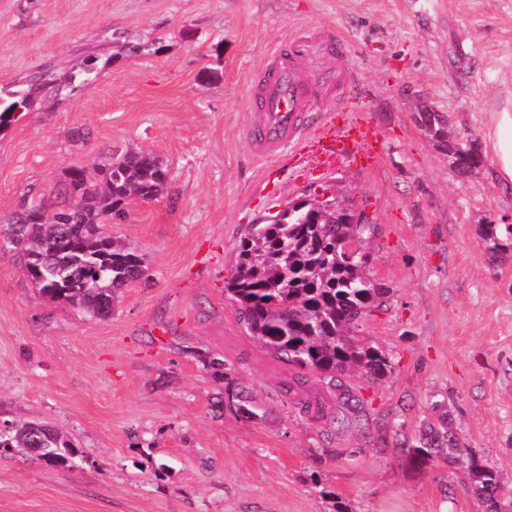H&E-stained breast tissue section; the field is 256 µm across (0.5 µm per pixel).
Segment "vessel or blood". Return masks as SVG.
<instances>
[{
	"label": "vessel or blood",
	"mask_w": 512,
	"mask_h": 512,
	"mask_svg": "<svg viewBox=\"0 0 512 512\" xmlns=\"http://www.w3.org/2000/svg\"><path fill=\"white\" fill-rule=\"evenodd\" d=\"M340 41V36L326 31L317 41L297 37L287 48L275 51L271 68L252 92V110L244 124L245 137L254 153L277 162L297 153L302 144L312 139L325 148L342 152L355 135L368 145H376L378 130L360 117L340 126L334 114L329 113L313 128L305 120L308 105L318 93L330 89L343 91L347 83L344 69L329 72L320 80L306 64L313 49L322 50L327 44Z\"/></svg>",
	"instance_id": "obj_1"
}]
</instances>
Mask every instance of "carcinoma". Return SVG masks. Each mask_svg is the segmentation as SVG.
Segmentation results:
<instances>
[{
    "label": "carcinoma",
    "mask_w": 512,
    "mask_h": 512,
    "mask_svg": "<svg viewBox=\"0 0 512 512\" xmlns=\"http://www.w3.org/2000/svg\"><path fill=\"white\" fill-rule=\"evenodd\" d=\"M97 57L89 55L76 69L58 73L44 70L0 98V128L16 110L30 108L46 92L63 98L98 77ZM423 135L456 150L476 149L475 143L451 138L450 118L439 112H420ZM169 183L167 166L150 152H127L106 161L93 175L72 169L52 201L44 194L29 195L18 205L21 219L12 215L0 224V240L13 242L28 260L25 274L52 301H62L87 314L112 313L117 292L141 279V259L129 248L101 236L102 220L126 218L122 204L163 196ZM55 214L47 218L46 204ZM344 223L325 213L315 222L311 209L278 211L269 224H254L238 246L235 273L225 290L238 304L251 336L301 372L288 381L304 385L312 373L337 384V405L352 420L363 409L360 397L336 379L353 374L372 381L392 370L389 357L360 336L359 326L372 309L384 302L388 289L370 276L367 233L369 224ZM480 235L491 255L507 260L512 254V224H482ZM436 420L428 419L419 434L407 442L408 456L416 466L438 457L457 465L468 490L482 499L488 512H501L509 504L508 486L491 464L467 448L452 425L448 405L432 404ZM5 439L13 448H45L35 459L48 465L65 464L77 449L56 428L37 421L12 423Z\"/></svg>",
    "instance_id": "1"
}]
</instances>
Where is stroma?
Returning <instances> with one entry per match:
<instances>
[{
	"instance_id": "obj_1",
	"label": "stroma",
	"mask_w": 512,
	"mask_h": 512,
	"mask_svg": "<svg viewBox=\"0 0 512 512\" xmlns=\"http://www.w3.org/2000/svg\"><path fill=\"white\" fill-rule=\"evenodd\" d=\"M322 30L349 45L309 62L343 64L377 153L308 142L270 173L242 133L252 90L279 46ZM89 54L94 82L0 129V221L29 189L53 196L70 167L130 150L167 164L169 190L109 227L146 270L110 317L48 302L0 259V425L44 421L78 449L59 466L1 454L0 512H486L454 466H414L400 443L446 401L512 485V258L478 235L512 221L487 138L489 113H512V0H0V95ZM422 103L476 142L479 169L457 172L423 136ZM331 195L366 212L370 270L389 290L363 332L392 370L348 378L365 400L352 426L299 412L292 367L224 289L249 225ZM242 393L263 418L241 416Z\"/></svg>"
}]
</instances>
